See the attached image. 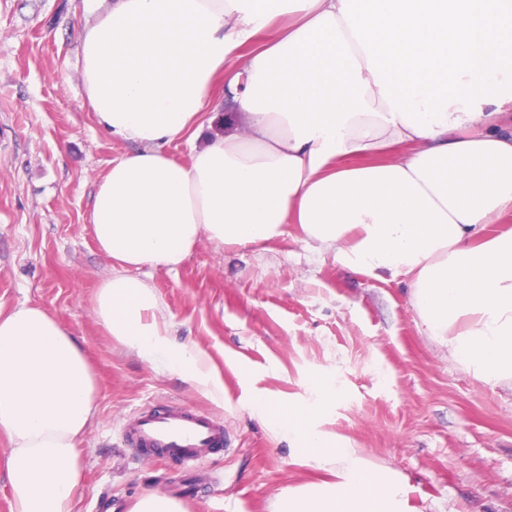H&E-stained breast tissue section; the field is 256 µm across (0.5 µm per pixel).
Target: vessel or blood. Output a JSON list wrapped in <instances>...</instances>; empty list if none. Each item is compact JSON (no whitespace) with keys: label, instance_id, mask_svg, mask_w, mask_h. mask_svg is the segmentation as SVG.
Returning <instances> with one entry per match:
<instances>
[{"label":"vessel or blood","instance_id":"b4317fda","mask_svg":"<svg viewBox=\"0 0 512 512\" xmlns=\"http://www.w3.org/2000/svg\"><path fill=\"white\" fill-rule=\"evenodd\" d=\"M125 436L155 456L173 457L188 464L219 445L224 428L188 408L143 414L126 428Z\"/></svg>","mask_w":512,"mask_h":512}]
</instances>
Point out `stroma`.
Returning a JSON list of instances; mask_svg holds the SVG:
<instances>
[{
	"instance_id": "obj_1",
	"label": "stroma",
	"mask_w": 512,
	"mask_h": 512,
	"mask_svg": "<svg viewBox=\"0 0 512 512\" xmlns=\"http://www.w3.org/2000/svg\"><path fill=\"white\" fill-rule=\"evenodd\" d=\"M96 0H0V311L40 305L91 363L96 418L80 444L75 512H130L157 492L185 512H276L288 489L336 482L255 413L263 395L315 407V429L408 485L412 512H512V388L475 381L425 336L406 277L369 276L291 224L262 247L201 240L176 269L145 267L173 349L207 354L213 400L117 346L93 298L112 273L90 232L97 187L132 143L100 127L81 78ZM323 383L316 392L314 383ZM189 407L224 441L196 465L129 446L139 415Z\"/></svg>"
}]
</instances>
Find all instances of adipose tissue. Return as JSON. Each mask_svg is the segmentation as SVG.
Here are the masks:
<instances>
[{
    "label": "adipose tissue",
    "mask_w": 512,
    "mask_h": 512,
    "mask_svg": "<svg viewBox=\"0 0 512 512\" xmlns=\"http://www.w3.org/2000/svg\"><path fill=\"white\" fill-rule=\"evenodd\" d=\"M285 34L244 46L273 20ZM97 122L135 143L99 184L91 233L112 274L93 311L114 343L223 393L208 357L174 351L143 266H179L201 239L256 247L290 224L337 263L411 282L426 336L478 381L512 386V0H109L82 33ZM226 80L235 114L201 139ZM188 138L191 162L164 149ZM410 146L403 157L375 154ZM92 369L45 308L0 313V433L13 512H74ZM256 413L342 480L277 512H407L394 476L308 427L312 410Z\"/></svg>",
    "instance_id": "obj_1"
}]
</instances>
